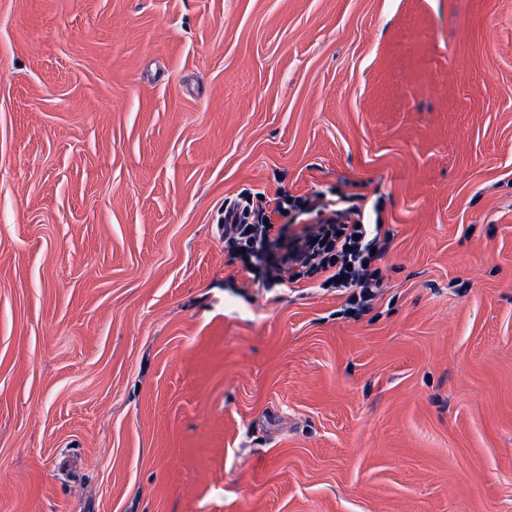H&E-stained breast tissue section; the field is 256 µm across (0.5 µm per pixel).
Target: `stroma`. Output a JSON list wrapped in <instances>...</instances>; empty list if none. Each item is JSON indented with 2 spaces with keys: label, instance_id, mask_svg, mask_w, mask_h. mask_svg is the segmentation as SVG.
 I'll list each match as a JSON object with an SVG mask.
<instances>
[{
  "label": "stroma",
  "instance_id": "obj_1",
  "mask_svg": "<svg viewBox=\"0 0 512 512\" xmlns=\"http://www.w3.org/2000/svg\"><path fill=\"white\" fill-rule=\"evenodd\" d=\"M281 187L361 318L225 249ZM0 512H512V0H0ZM260 196L261 193L244 189L224 205L221 220L225 248L240 259L253 283L282 292L293 291L302 283L309 284L305 288L334 289L339 295H346L347 315L357 319L370 311L380 298L382 287L378 269L372 270L371 266L387 251L393 237L381 221L379 202L373 205L372 220L363 205H344L352 199L349 196L345 197L347 200L303 198L284 187L277 189L273 198ZM291 211L313 214L317 230L313 231L308 223L280 222ZM338 231H342L341 236ZM372 249H376L374 254Z\"/></svg>",
  "mask_w": 512,
  "mask_h": 512
}]
</instances>
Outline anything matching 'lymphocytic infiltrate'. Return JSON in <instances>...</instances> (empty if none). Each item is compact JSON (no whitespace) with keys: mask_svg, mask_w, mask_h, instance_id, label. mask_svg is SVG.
<instances>
[{"mask_svg":"<svg viewBox=\"0 0 512 512\" xmlns=\"http://www.w3.org/2000/svg\"><path fill=\"white\" fill-rule=\"evenodd\" d=\"M315 224H290L289 212ZM224 246L243 257L254 284L290 291L301 284L329 285L346 298L347 311L364 315L381 296L372 264L393 234L362 205L322 196H295L286 188L262 198L241 191L224 206Z\"/></svg>","mask_w":512,"mask_h":512,"instance_id":"1","label":"lymphocytic infiltrate"}]
</instances>
